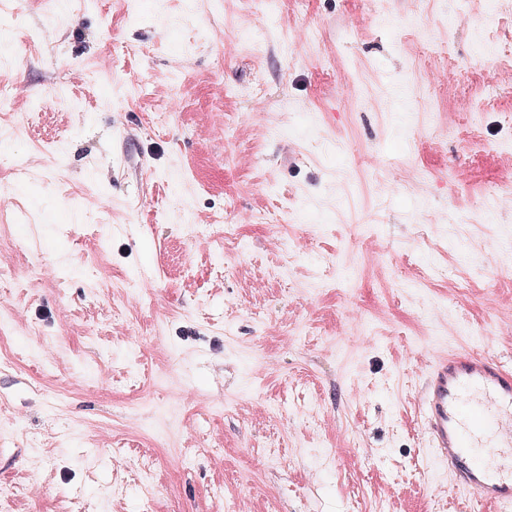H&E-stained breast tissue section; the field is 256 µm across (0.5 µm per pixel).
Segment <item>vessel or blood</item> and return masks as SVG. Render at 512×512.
<instances>
[{"instance_id":"1","label":"vessel or blood","mask_w":512,"mask_h":512,"mask_svg":"<svg viewBox=\"0 0 512 512\" xmlns=\"http://www.w3.org/2000/svg\"><path fill=\"white\" fill-rule=\"evenodd\" d=\"M430 455L458 492L512 512V370L471 351L438 357L422 391Z\"/></svg>"}]
</instances>
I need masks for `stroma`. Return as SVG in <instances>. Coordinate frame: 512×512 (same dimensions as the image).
I'll use <instances>...</instances> for the list:
<instances>
[{"instance_id":"stroma-1","label":"stroma","mask_w":512,"mask_h":512,"mask_svg":"<svg viewBox=\"0 0 512 512\" xmlns=\"http://www.w3.org/2000/svg\"><path fill=\"white\" fill-rule=\"evenodd\" d=\"M0 11L9 512H438L433 359L512 367V0Z\"/></svg>"}]
</instances>
